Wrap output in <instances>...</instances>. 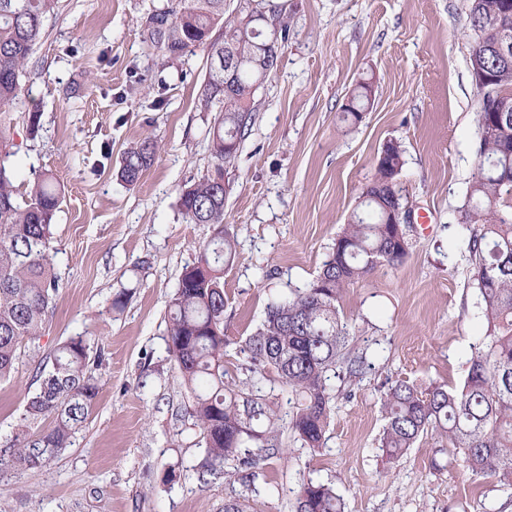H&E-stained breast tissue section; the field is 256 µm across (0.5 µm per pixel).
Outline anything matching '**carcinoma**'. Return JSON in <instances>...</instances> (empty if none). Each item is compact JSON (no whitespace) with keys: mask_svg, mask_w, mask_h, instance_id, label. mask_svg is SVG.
<instances>
[{"mask_svg":"<svg viewBox=\"0 0 512 512\" xmlns=\"http://www.w3.org/2000/svg\"><path fill=\"white\" fill-rule=\"evenodd\" d=\"M58 0H0V112H7L21 93L20 79L46 17ZM168 22L166 54L183 56L189 49H208L206 101L221 111L209 131L211 169L200 181L181 189L182 212L195 224H210L213 237L199 246L196 261L183 268L170 301L168 352L192 398L190 416L205 444L199 480L222 474L248 488L259 463L280 453L277 405L266 388L281 384L300 397L291 429L302 447H322L333 411L325 374L344 359L348 339L339 301L353 283L365 279L378 263L395 266L410 249L406 229L388 222L385 207L403 208L398 190L389 193L374 180L365 192L367 214L354 213L336 236L332 252L317 276L294 295L267 305L265 318L239 347L248 376L242 385L226 381L224 351V269L236 254L237 239L224 226V169L232 165L240 141L253 122L256 89L277 66L279 50L263 53L265 24L252 28L224 19V0H175L155 10ZM224 23V40L212 41L213 28ZM471 53L512 90V57L496 49L512 40V14L496 10V0H472ZM234 57L230 92L224 91V54ZM372 86L359 83L345 111L361 121ZM157 144L145 140L127 148L117 178L138 184L151 166ZM478 152L491 167L469 184L459 223L477 226L467 242L473 279L483 304L487 329L469 359L462 386L425 389L398 380L382 396L385 424L379 447L396 460L424 436L437 433L473 473L494 477L512 488V112L480 131ZM392 140L381 173L398 176L404 159ZM14 176L0 163V381L13 377L21 349L39 347L47 313L58 292L52 240L62 189L53 174L43 172L18 200ZM91 339L72 336L53 356L35 368L34 390L25 414L12 434L0 439V468H41L72 443L99 392L89 368ZM49 419L46 428L39 423ZM296 512H345V503L329 482L301 484Z\"/></svg>","mask_w":512,"mask_h":512,"instance_id":"carcinoma-1","label":"carcinoma"}]
</instances>
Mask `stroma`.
I'll list each match as a JSON object with an SVG mask.
<instances>
[{
	"instance_id": "35a3bbf8",
	"label": "stroma",
	"mask_w": 512,
	"mask_h": 512,
	"mask_svg": "<svg viewBox=\"0 0 512 512\" xmlns=\"http://www.w3.org/2000/svg\"><path fill=\"white\" fill-rule=\"evenodd\" d=\"M166 2L58 0L9 112L12 145L0 161L19 192L50 171L65 196L52 242L59 293L38 349L0 381V436L12 433L35 366L57 344L88 336L106 354L71 446L44 467L0 470V512H224L225 498L244 492L221 476L198 482L205 449L167 349L169 300L213 233L185 218L178 192L208 170L217 112L203 102L206 48L172 59L144 39V16ZM278 2L288 38L228 169L224 221L238 246L224 272L225 336L244 341L271 299L312 281L387 140L404 150V205L430 222L408 225L402 263L346 289L340 316L367 366L354 379L327 372L334 413L320 451L284 432L282 454L244 492L251 512H291L310 479L334 483L345 512H512V489L464 468L437 434L394 462L379 446L387 387L460 385L486 328L459 222L478 144L471 0ZM362 81L373 96L355 124L344 106ZM146 139L159 144L155 160L126 187L116 167ZM124 289L128 301L113 311ZM170 467L178 478L169 483Z\"/></svg>"
}]
</instances>
